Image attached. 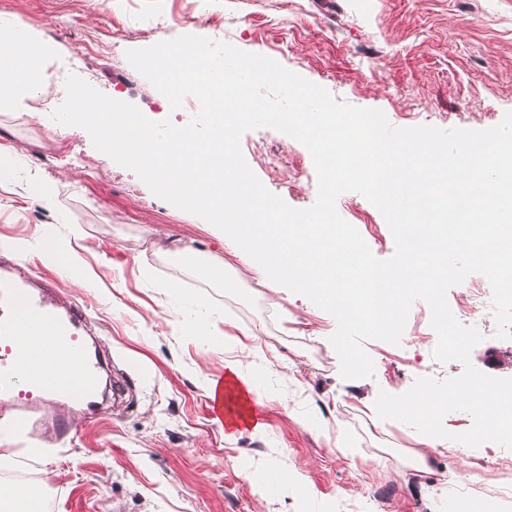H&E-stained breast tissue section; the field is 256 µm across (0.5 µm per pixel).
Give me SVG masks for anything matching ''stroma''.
<instances>
[{"instance_id": "obj_1", "label": "stroma", "mask_w": 512, "mask_h": 512, "mask_svg": "<svg viewBox=\"0 0 512 512\" xmlns=\"http://www.w3.org/2000/svg\"><path fill=\"white\" fill-rule=\"evenodd\" d=\"M0 16L50 41L73 74L151 121L186 123L127 60L126 52L197 35L271 58L337 101L381 110L397 128L484 130L512 111V0H0ZM55 84L28 111L0 110V151L17 159L0 186V268L26 271L56 304L85 308L94 350L126 377L123 401L95 413L45 398L31 433L0 436V485L34 490L43 512H448L449 499H494L512 512V450L432 449L417 430L380 419V392L445 380L459 362L433 356L431 311L410 310L400 344L372 340V377L347 380L329 338L333 316L300 294L271 309L274 294L226 244L223 232L155 196L131 169L97 150L90 135L47 116ZM41 119H34V112ZM251 170L295 208L318 185L308 149L270 127L246 132ZM54 181L53 206L26 200L28 176ZM340 215L378 228L373 255L395 252L391 231L365 197L346 192ZM70 243L88 284L31 249L39 232ZM192 246L206 266H187ZM224 266L223 279L208 266ZM178 282V293L164 284ZM211 324L210 343L191 331ZM261 386L216 416L208 379L228 360ZM471 362L512 377V339L484 338ZM73 432L60 439L55 417ZM288 474L268 491L265 472ZM461 475V483L450 481Z\"/></svg>"}]
</instances>
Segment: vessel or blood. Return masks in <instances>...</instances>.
Masks as SVG:
<instances>
[{
    "label": "vessel or blood",
    "instance_id": "vessel-or-blood-1",
    "mask_svg": "<svg viewBox=\"0 0 512 512\" xmlns=\"http://www.w3.org/2000/svg\"><path fill=\"white\" fill-rule=\"evenodd\" d=\"M81 314L61 317L46 301L13 280L0 281V395L19 406L0 430L16 435L29 424L31 408L46 395L93 408L100 386L99 364L88 356L73 330ZM31 336L36 356H26L20 335Z\"/></svg>",
    "mask_w": 512,
    "mask_h": 512
}]
</instances>
